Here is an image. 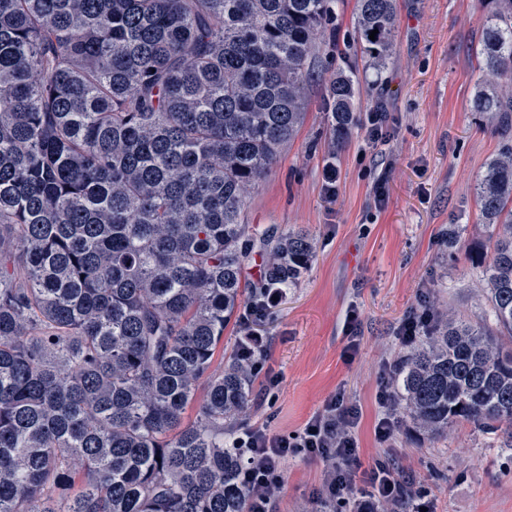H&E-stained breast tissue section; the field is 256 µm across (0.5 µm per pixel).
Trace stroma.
I'll return each instance as SVG.
<instances>
[{
  "label": "stroma",
  "mask_w": 512,
  "mask_h": 512,
  "mask_svg": "<svg viewBox=\"0 0 512 512\" xmlns=\"http://www.w3.org/2000/svg\"><path fill=\"white\" fill-rule=\"evenodd\" d=\"M398 10L384 70L369 69L361 52L350 54L364 87L360 112H386V136L374 142L356 130L331 149L322 103L336 57L321 49L306 85L303 125L249 192L244 223L303 227L314 257L259 325L271 340L268 365L280 384L270 394L255 383L251 411L235 429L290 433L340 392L362 411L360 470L393 461L412 474L428 512H512V447L480 428L456 425L431 440L404 416L390 442L374 436L382 366L404 354L395 329L421 299L472 322L487 315L481 273L468 258L491 237L474 186L502 143L512 141V127H491L471 109L485 0H398ZM329 162L338 170L332 198L323 181ZM380 180L382 205L373 190ZM352 306L360 312L354 340L344 330ZM325 475L320 460L287 459L277 512H318Z\"/></svg>",
  "instance_id": "stroma-1"
}]
</instances>
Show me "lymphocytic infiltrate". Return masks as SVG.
<instances>
[{
    "label": "lymphocytic infiltrate",
    "instance_id": "lymphocytic-infiltrate-1",
    "mask_svg": "<svg viewBox=\"0 0 512 512\" xmlns=\"http://www.w3.org/2000/svg\"><path fill=\"white\" fill-rule=\"evenodd\" d=\"M274 295V290L262 291L260 300L250 302L240 318L237 351L257 374L263 372L270 348L269 338L257 324L273 306ZM360 420L359 408L337 394L295 435L274 434L262 427L242 431L233 445L242 457L241 477L250 490V512H274L283 482L282 464L290 456L318 458L326 463V496L340 499L349 493L357 478ZM365 482L369 491L359 501L361 512H373L378 504H397L406 494V477L383 462L371 468Z\"/></svg>",
    "mask_w": 512,
    "mask_h": 512
}]
</instances>
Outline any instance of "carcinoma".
I'll return each instance as SVG.
<instances>
[{
    "label": "carcinoma",
    "mask_w": 512,
    "mask_h": 512,
    "mask_svg": "<svg viewBox=\"0 0 512 512\" xmlns=\"http://www.w3.org/2000/svg\"><path fill=\"white\" fill-rule=\"evenodd\" d=\"M477 112L512 114V0H487ZM336 0H0V512H249L224 444L255 376L211 369L256 293L313 259L303 229L259 230L249 190L297 134ZM396 0H356L370 65ZM378 30L375 39L370 32ZM362 86L337 67L323 112L342 142ZM491 252L471 263L488 321L437 322L394 393L429 437L473 422L512 435V146L475 186ZM196 407L192 420L188 408Z\"/></svg>",
    "instance_id": "cac0c4a2"
}]
</instances>
